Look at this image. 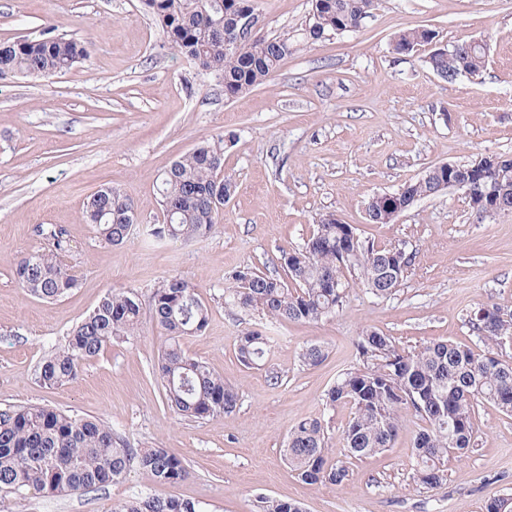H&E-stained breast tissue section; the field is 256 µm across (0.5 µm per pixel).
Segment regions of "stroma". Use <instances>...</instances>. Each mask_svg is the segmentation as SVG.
<instances>
[{
  "label": "stroma",
  "mask_w": 512,
  "mask_h": 512,
  "mask_svg": "<svg viewBox=\"0 0 512 512\" xmlns=\"http://www.w3.org/2000/svg\"><path fill=\"white\" fill-rule=\"evenodd\" d=\"M263 34L297 43L267 81L235 100L224 83L175 51L142 0H0V42L64 36L88 55L48 77H0V403L49 406L96 418L134 448H164L183 459L186 479L152 484L138 469L85 494L16 495L12 512H109L135 491L199 502L205 512H258L261 497L301 502L305 512H485L512 496V416L479 405L474 446L449 457L438 487L414 477L420 417L402 415L388 451L351 462L346 485H308L284 459L289 431L321 418L329 462L346 459L350 403L327 405L328 389L357 365L358 338L372 329L399 349L452 341L475 347L470 311L480 303L512 307V214L476 220L463 191L419 200L394 223L370 224L365 208L431 166L512 156V0H379L355 32L308 43L312 0H257ZM429 27L437 43H485L480 77L446 82L427 66L432 47L395 54L403 30ZM222 144L224 176L235 189L215 230L189 240L133 233L111 246L82 218L106 184L134 205L139 223L164 217L156 181L199 142ZM335 214L380 248L412 258L387 299L352 282L335 315L294 323L229 310L224 293L238 270L284 276L281 252L301 247L321 215ZM61 229L62 260L77 288L47 303L23 294L13 271L42 245L40 228ZM170 275L187 280L209 323L181 341L239 394L233 413L190 420L171 412L151 366L169 345L151 317L152 293ZM113 289L142 303V332L108 344L74 383L50 388L38 366L61 350L72 328ZM270 336L263 366L236 354L242 333ZM328 356L300 361L305 345Z\"/></svg>",
  "instance_id": "stroma-1"
}]
</instances>
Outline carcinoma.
Returning <instances> with one entry per match:
<instances>
[{
	"label": "carcinoma",
	"mask_w": 512,
	"mask_h": 512,
	"mask_svg": "<svg viewBox=\"0 0 512 512\" xmlns=\"http://www.w3.org/2000/svg\"><path fill=\"white\" fill-rule=\"evenodd\" d=\"M245 3L253 0H146V7L176 51L223 80L224 97L230 100L263 84L295 51L294 39L286 34L246 37L225 51V16ZM377 4L378 0H312L309 24L321 28L315 40L358 30ZM436 38L431 28L409 29L395 37L393 51L409 54ZM86 55V46L72 38L7 41L0 44V74L52 76L71 69ZM426 63L441 79L452 82L462 75H479L486 53L481 46L461 41L446 46L444 52L436 49ZM223 157V148L204 142L164 172L158 191L162 203L173 210L171 223L148 224L147 235L175 240L213 232L234 188L226 177L216 180ZM500 159L495 169L477 168L473 163L458 166L475 173L469 202L504 187L512 189V158L502 155ZM425 173L429 178L410 182V195L431 197L434 187L446 178L445 171L431 167ZM133 212V202L110 185L83 207L85 220L110 245L130 239L126 217ZM326 219L325 215L320 218L302 247L282 251L281 260L293 287L278 277L244 268L236 272L237 287L224 294V304L306 323L342 308L350 276L375 299L393 295L406 277L411 257L396 256L391 249L377 248L363 238L353 254L344 225ZM40 234L43 246L25 255L13 275L24 294L52 302L76 288L78 280L61 260L68 247L63 232L51 227L40 229ZM152 319L171 339L151 370L163 388L167 407L194 420L234 412L238 405L235 389L206 362L187 355L180 344L182 337L198 335L208 325L209 310L195 288L178 276L164 278L153 293ZM468 323L489 350L475 351L446 341L406 352L383 333L362 332L357 343L359 366L343 373L326 397L329 405L342 400L352 404L353 417L343 434L348 459L361 460L392 447L400 415L410 410L425 423L414 443L415 477L423 485L436 487L445 481L443 466L448 456L464 455L472 449L479 404H492L512 416V361L492 351L495 346L512 344V312L499 305H480L472 310ZM140 330L137 294L132 290L105 294L72 329L64 348L43 359L40 381L50 387L74 383L81 365L97 357L112 339L135 337ZM268 348L269 337L258 331H247L237 339V357L247 367L261 366ZM325 356L323 346L309 344L302 349L301 362L316 366ZM328 441L319 418L303 420L290 430L285 458L302 482L342 485L348 480L346 462H328ZM133 467L156 485L177 483L189 475L178 456L164 448H130L101 421L46 406H0V489L19 494L29 489L48 494L92 492L121 481ZM110 512L204 510L194 501L140 491L114 504ZM260 512L304 509L298 501L264 496Z\"/></svg>",
	"instance_id": "cac0c4a2"
}]
</instances>
